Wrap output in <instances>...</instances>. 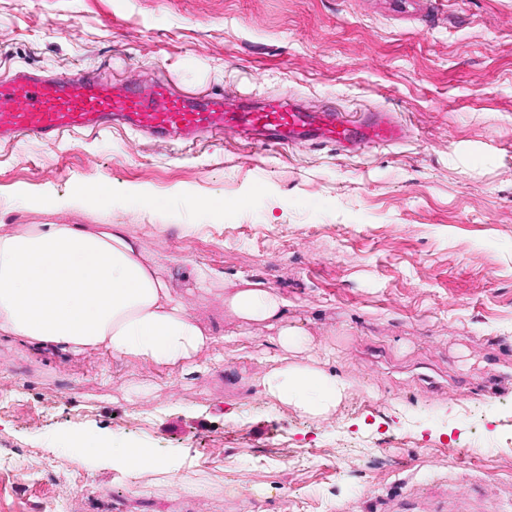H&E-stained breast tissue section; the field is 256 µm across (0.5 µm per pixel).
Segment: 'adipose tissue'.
<instances>
[{"label": "adipose tissue", "instance_id": "obj_1", "mask_svg": "<svg viewBox=\"0 0 512 512\" xmlns=\"http://www.w3.org/2000/svg\"><path fill=\"white\" fill-rule=\"evenodd\" d=\"M243 329H276L281 355L256 381L266 398L312 418L335 412L350 383L316 361L297 360L312 339L289 320L288 303L265 288H241L224 299ZM65 354L106 350L112 358L156 365L192 364L215 340L188 314L179 293L145 259L124 224H23L0 232V341ZM66 448L89 460L169 475L145 448L86 435Z\"/></svg>", "mask_w": 512, "mask_h": 512}]
</instances>
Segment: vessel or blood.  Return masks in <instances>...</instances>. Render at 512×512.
I'll return each mask as SVG.
<instances>
[{"label":"vessel or blood","instance_id":"b4317fda","mask_svg":"<svg viewBox=\"0 0 512 512\" xmlns=\"http://www.w3.org/2000/svg\"><path fill=\"white\" fill-rule=\"evenodd\" d=\"M115 122L189 143L231 130L261 144L331 145L343 152L394 145L406 135L393 113L375 110L351 120L333 108L308 110L291 94L244 104L218 93L182 95L160 81L109 82L89 71L63 77L19 69L0 77V141L33 136L50 143L66 133L102 132Z\"/></svg>","mask_w":512,"mask_h":512}]
</instances>
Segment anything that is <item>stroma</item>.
<instances>
[{"instance_id":"stroma-1","label":"stroma","mask_w":512,"mask_h":512,"mask_svg":"<svg viewBox=\"0 0 512 512\" xmlns=\"http://www.w3.org/2000/svg\"><path fill=\"white\" fill-rule=\"evenodd\" d=\"M16 68L379 107L407 136L352 155L121 127L0 142V229L128 225L223 334L192 370L1 343L0 512H512V0H0V74ZM103 179L116 197L70 207ZM145 193L165 209L132 204ZM250 284L310 333L298 360L350 381L333 418L260 402L277 331L239 335L224 306ZM340 432L376 447L348 452ZM88 433L210 491L59 445Z\"/></svg>"}]
</instances>
